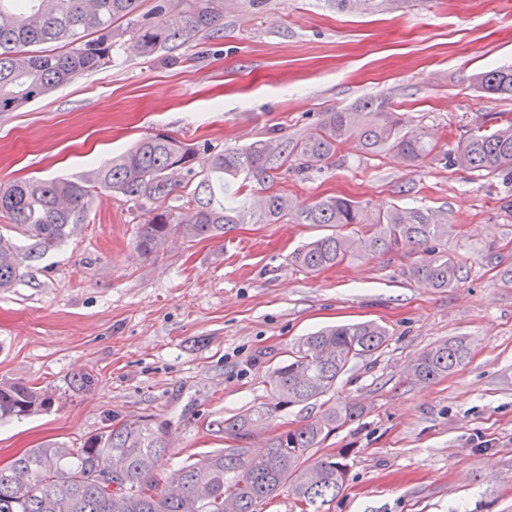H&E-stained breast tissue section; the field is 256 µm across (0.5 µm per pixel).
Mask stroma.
Instances as JSON below:
<instances>
[{
    "mask_svg": "<svg viewBox=\"0 0 512 512\" xmlns=\"http://www.w3.org/2000/svg\"><path fill=\"white\" fill-rule=\"evenodd\" d=\"M510 65L512 0H411L372 16L331 0H230L219 32L149 57L114 48L104 68L0 112L6 185L79 178L156 133L198 146L200 167L208 149L296 138L324 112L387 98L435 135L418 166L346 143L334 164L280 168L249 194L447 215L443 247L464 271L454 287L433 288L410 276L406 256L356 251L309 273L290 254L328 229L288 218L217 239L176 235L144 258L134 248L143 206L101 194L77 232L0 291V380L59 396L48 411L0 423V465L151 416L169 431L158 465L169 477L192 454L233 447L224 419L263 401L271 369L301 336L373 321L387 328V347L354 362L329 395L365 408L322 446L347 463L329 512H512V286L499 279L512 267V186L445 159L465 130L512 114V99L472 85ZM450 337L465 338L468 362L411 382L414 357ZM85 373L92 386H80Z\"/></svg>",
    "mask_w": 512,
    "mask_h": 512,
    "instance_id": "obj_1",
    "label": "stroma"
}]
</instances>
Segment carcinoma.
Listing matches in <instances>:
<instances>
[{"instance_id": "1", "label": "carcinoma", "mask_w": 512, "mask_h": 512, "mask_svg": "<svg viewBox=\"0 0 512 512\" xmlns=\"http://www.w3.org/2000/svg\"><path fill=\"white\" fill-rule=\"evenodd\" d=\"M0 0V112L42 97L75 76L111 61L112 48L133 42L144 56L191 34L216 33L224 25V0ZM339 12L377 13L402 0H333ZM56 44L57 52L31 47ZM483 94L512 97V66L473 76ZM352 142L366 155L392 152L414 166L434 148L429 129L413 125L382 98L322 114L314 131L295 140L267 137L245 149L209 155L192 165L197 148L175 137L147 135L123 155L77 180L28 179L0 186V213L10 220L0 231V290L24 277L29 263L57 248L84 223L101 190L133 202H155L137 228L135 248L148 256L171 233L195 241L224 237L234 224H273L291 215L300 224L335 228L295 250L292 262L318 272L341 265L353 248L340 232L356 226L368 254L402 252L413 258L411 277L434 288H450L463 266L437 243L448 238V224L423 208L393 207L373 214L359 201L329 197L298 205L281 193L249 205L224 202V187L243 177L262 181L285 158L303 171L336 155V145ZM448 166L512 185V118L491 127L480 124L460 136L448 153ZM186 191L180 205L166 199ZM387 329L364 321L333 326L301 338L288 361L270 373L266 399L224 419V435L236 441L189 456L174 476L156 473L158 458L170 448L165 427L149 417L128 419L88 436L79 448L47 442L0 466V512H258L287 491L300 512H327L342 490L346 463L318 449L334 431L358 420L361 407L325 400L349 364L382 351ZM469 359L462 338H448L420 352L408 376L429 383L459 370ZM320 403L319 417L273 436L259 456L247 444L261 428L291 406ZM54 395L20 381H0V422L51 408Z\"/></svg>"}]
</instances>
